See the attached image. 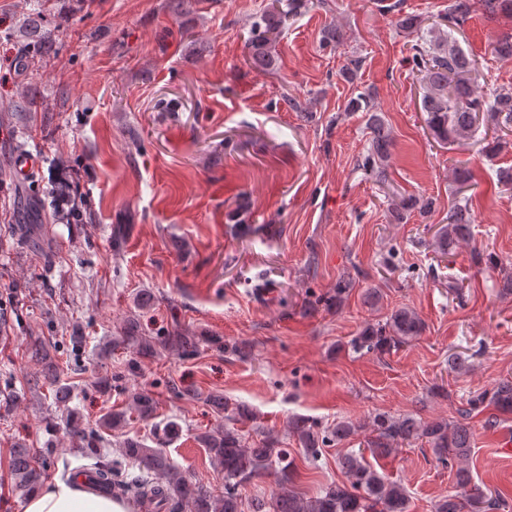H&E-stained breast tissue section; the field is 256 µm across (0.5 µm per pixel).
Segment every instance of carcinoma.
I'll return each mask as SVG.
<instances>
[{
  "mask_svg": "<svg viewBox=\"0 0 512 512\" xmlns=\"http://www.w3.org/2000/svg\"><path fill=\"white\" fill-rule=\"evenodd\" d=\"M276 5L263 10L253 22L247 43L251 63L268 69L274 63L276 44L286 16L297 12L304 0H275ZM489 15H512V0H481ZM472 0H451L448 14L458 25L469 19ZM400 28L417 34L411 45L410 61L420 75L424 87L422 111L434 137L442 142H455L477 136L482 121L492 123L499 130L512 131V88L498 89L488 97L481 95V75L476 63L459 46L452 33L431 26L422 28L418 15H401ZM60 24L39 25L36 34L25 43L27 54L48 57L58 54L62 48ZM351 112H367L371 130V147L362 166L368 168L383 182L387 178L386 166L392 138L383 119L371 106L370 97L358 94L348 104ZM15 147L0 149V183L14 185L12 231L27 246L48 256L53 253L55 237L47 225L46 195L60 199L67 196L69 184L56 182L48 194L33 190L18 178L12 164ZM474 213L469 200L461 198L448 209V224L441 227L435 237V246L442 254L466 238ZM424 322L409 308L393 311L385 323L366 328L351 340L356 351L386 352L406 344L421 335ZM121 342L136 346L135 356L124 364V369L101 380L103 391L112 390V381L137 373L144 359H153L160 351H175L181 355L198 351L208 344L219 351L231 353L241 359L251 355L245 344H226L217 338L182 330L178 327L151 336L140 324L130 319L124 327ZM31 358L40 369L28 380V384L40 388L48 385L55 402L63 405L71 401L72 386L64 382V369L50 355L41 341L28 345ZM207 401L224 413V417L236 423L254 418L245 406L211 395ZM492 407L501 414H512V380H500L490 390L476 393L466 400V408L460 414L467 417ZM159 417V402L154 394L141 388L125 391L124 404L107 410L93 424L81 421L72 409H67L64 427L88 452L82 455L83 463L74 466L70 461H53L54 471L65 478L75 474L87 475L88 487L98 493L117 498H130L140 505H148L157 512H183L185 504L190 512H242L238 488L253 481L273 479L271 503L257 501L254 512H409V497L405 488L391 482L378 472L367 457L374 460L388 457L396 448L421 440L431 449L436 461L455 468L456 490L448 498L435 505V512H490L500 506L502 494H489L472 483L469 470L462 462L470 455L471 428L457 420H424L413 414L387 416L377 413L366 422H340L323 428L307 418L288 421V434L303 448L305 457H317L321 448L330 442H341L365 433L361 447L341 458L347 482L329 485L312 498L305 499L293 490L297 475L295 459L282 447L279 437L271 432L258 442H250L243 431L224 425L196 436L205 448L214 466L224 473V491L213 492L192 482L180 467L160 450L148 447L143 440L131 437L123 443L120 458L113 460L105 449L108 439L103 433L124 428L134 421H151ZM53 449L45 448L34 455L27 449L14 452L10 462V476L14 486L25 492L34 490L45 476ZM62 467H57V464Z\"/></svg>",
  "mask_w": 512,
  "mask_h": 512,
  "instance_id": "1",
  "label": "carcinoma"
}]
</instances>
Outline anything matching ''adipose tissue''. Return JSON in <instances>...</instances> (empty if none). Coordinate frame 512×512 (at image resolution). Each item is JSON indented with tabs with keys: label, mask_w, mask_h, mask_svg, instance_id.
Segmentation results:
<instances>
[{
	"label": "adipose tissue",
	"mask_w": 512,
	"mask_h": 512,
	"mask_svg": "<svg viewBox=\"0 0 512 512\" xmlns=\"http://www.w3.org/2000/svg\"><path fill=\"white\" fill-rule=\"evenodd\" d=\"M24 512H128L124 502L88 490L79 480H55L31 493Z\"/></svg>",
	"instance_id": "obj_1"
}]
</instances>
